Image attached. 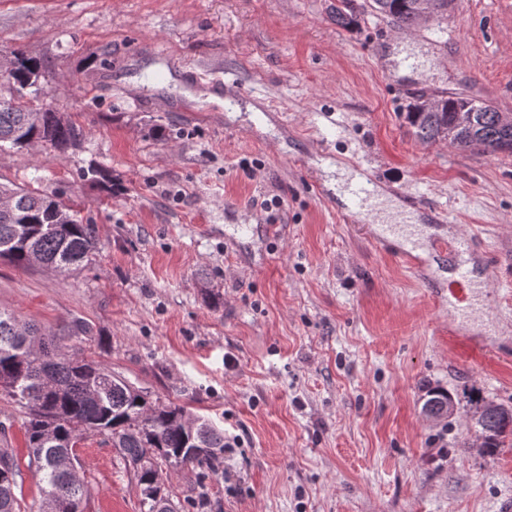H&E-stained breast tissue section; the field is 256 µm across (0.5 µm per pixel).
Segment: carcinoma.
Here are the masks:
<instances>
[{
  "label": "carcinoma",
  "mask_w": 512,
  "mask_h": 512,
  "mask_svg": "<svg viewBox=\"0 0 512 512\" xmlns=\"http://www.w3.org/2000/svg\"><path fill=\"white\" fill-rule=\"evenodd\" d=\"M418 0H336L332 20L340 28L357 23L371 11L401 26L422 21ZM37 57L22 50L0 55V150L23 149L34 139L55 148L74 144L81 129L47 108L28 111V101L39 96L31 76L44 77ZM469 105L474 122L455 129L457 109ZM406 119L424 143L450 141L459 150L481 147L493 154L512 155V126L501 124L492 106L464 97L437 101L434 109L414 103ZM11 194L10 206L0 207V259L28 268L35 263L61 274L92 260L97 249L96 228L54 192L0 183V194ZM0 392L25 410L24 438L27 467L40 475L37 512H72L82 505L87 489L63 466L73 442L87 430L112 444L133 473L140 496V512H178L165 487L167 472L188 465L219 474L224 454V432L205 419L191 418L184 407L151 398L143 390L113 375L100 362L62 351L61 338L39 336L32 326L0 310ZM453 397L430 391L425 406L448 415ZM473 428L483 437L489 454L512 437V415L503 406L487 403L473 417ZM22 457L16 448H0V512H32L23 494Z\"/></svg>",
  "instance_id": "1"
}]
</instances>
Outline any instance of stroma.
<instances>
[{
	"instance_id": "obj_1",
	"label": "stroma",
	"mask_w": 512,
	"mask_h": 512,
	"mask_svg": "<svg viewBox=\"0 0 512 512\" xmlns=\"http://www.w3.org/2000/svg\"><path fill=\"white\" fill-rule=\"evenodd\" d=\"M332 0H0V54L43 60V98L82 130L64 149L0 151V181L53 191L94 224L90 263L59 274L0 259V309L208 418L235 442L221 476L172 471L182 512H504L512 442L486 454L484 403L512 407V156L424 144L419 96L512 113V0H454L442 40L414 36L419 76L385 51L408 39L368 15L336 26ZM217 65L244 93L197 79ZM164 139H156L155 128ZM358 172L428 231L465 234L477 315L448 308V274L420 278L359 229L323 163ZM102 168L103 181L87 179ZM280 197L276 227L262 200ZM453 416L427 421L430 389ZM83 512H140L123 460L80 443Z\"/></svg>"
}]
</instances>
